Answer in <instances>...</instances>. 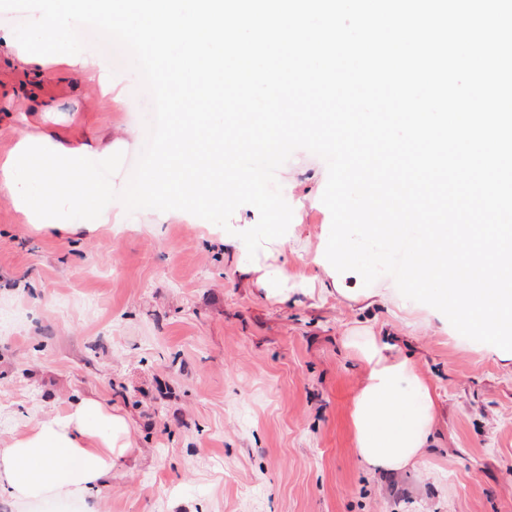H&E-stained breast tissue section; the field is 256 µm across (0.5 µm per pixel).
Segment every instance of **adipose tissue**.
<instances>
[{
	"instance_id": "obj_1",
	"label": "adipose tissue",
	"mask_w": 512,
	"mask_h": 512,
	"mask_svg": "<svg viewBox=\"0 0 512 512\" xmlns=\"http://www.w3.org/2000/svg\"><path fill=\"white\" fill-rule=\"evenodd\" d=\"M133 136L132 128H124L103 147L73 143L57 133L18 136L0 158V196L38 231L92 233L126 223L127 198L115 189L112 168ZM394 248L381 226L351 223L342 211L319 262L330 272L340 256L359 253L364 267L375 272ZM247 276L282 303L306 286L278 263L262 264ZM353 347L365 369L350 410L359 464L372 473L422 465L436 422L430 387L389 341L364 336ZM133 450L127 415L96 398H76L64 412L32 421L26 434L0 448V496L20 504L77 503L84 512H95L101 488Z\"/></svg>"
}]
</instances>
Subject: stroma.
<instances>
[{"label": "stroma", "instance_id": "1", "mask_svg": "<svg viewBox=\"0 0 512 512\" xmlns=\"http://www.w3.org/2000/svg\"><path fill=\"white\" fill-rule=\"evenodd\" d=\"M83 54L122 82L130 111L106 110L62 81L48 93L57 129L81 137L133 126L113 181L126 185L151 100L126 57L83 30ZM30 79L0 48V156L25 126ZM325 162L296 151L276 172L300 214L282 251L291 274L323 279L314 256L331 215ZM130 216L121 233L59 236L24 224L0 197V445L31 417L79 396L118 408L136 456L102 488L97 512H512V362L403 315L384 275L345 295H266L237 272L233 247L206 226ZM369 291L366 300L349 293ZM385 336L437 397L424 466L371 474L355 456L349 412L364 368L347 341Z\"/></svg>", "mask_w": 512, "mask_h": 512}]
</instances>
